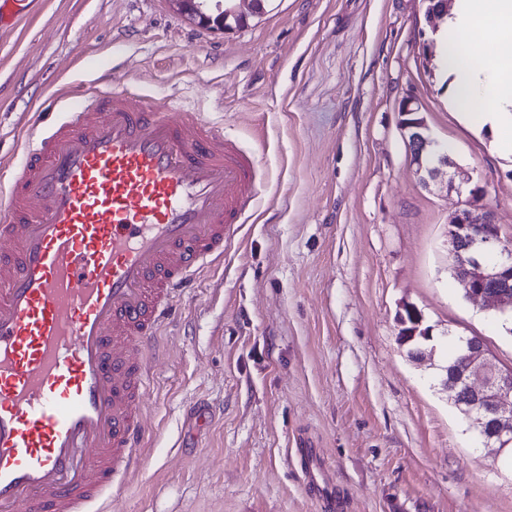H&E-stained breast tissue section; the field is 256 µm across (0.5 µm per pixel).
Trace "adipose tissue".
Masks as SVG:
<instances>
[{"mask_svg":"<svg viewBox=\"0 0 512 512\" xmlns=\"http://www.w3.org/2000/svg\"><path fill=\"white\" fill-rule=\"evenodd\" d=\"M442 42L456 108L512 152V0H458Z\"/></svg>","mask_w":512,"mask_h":512,"instance_id":"1","label":"adipose tissue"}]
</instances>
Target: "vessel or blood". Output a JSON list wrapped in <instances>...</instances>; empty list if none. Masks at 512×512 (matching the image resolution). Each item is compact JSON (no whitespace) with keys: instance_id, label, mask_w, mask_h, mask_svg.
I'll use <instances>...</instances> for the list:
<instances>
[{"instance_id":"vessel-or-blood-1","label":"vessel or blood","mask_w":512,"mask_h":512,"mask_svg":"<svg viewBox=\"0 0 512 512\" xmlns=\"http://www.w3.org/2000/svg\"><path fill=\"white\" fill-rule=\"evenodd\" d=\"M36 0H0V28ZM257 161L123 90L28 139L0 187V512H88L138 462L155 337L255 206ZM322 512L336 491L299 451Z\"/></svg>"}]
</instances>
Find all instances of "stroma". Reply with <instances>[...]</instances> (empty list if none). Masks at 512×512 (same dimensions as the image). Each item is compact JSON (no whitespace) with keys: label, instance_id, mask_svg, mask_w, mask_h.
Returning a JSON list of instances; mask_svg holds the SVG:
<instances>
[{"label":"stroma","instance_id":"35a3bbf8","mask_svg":"<svg viewBox=\"0 0 512 512\" xmlns=\"http://www.w3.org/2000/svg\"><path fill=\"white\" fill-rule=\"evenodd\" d=\"M421 0H266L225 30L169 0H38L0 30V175L91 87L190 104L259 161L255 209L173 301L157 340L138 468L106 512H320L295 450L311 443L347 512H512L494 457L441 380L457 337L512 368V323L450 271L457 195L421 184L404 98L484 188L512 243V153L464 122L422 64ZM435 348L410 360L403 305ZM212 418L197 428L194 404Z\"/></svg>","mask_w":512,"mask_h":512}]
</instances>
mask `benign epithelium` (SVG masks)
I'll list each match as a JSON object with an SVG mask.
<instances>
[{"mask_svg":"<svg viewBox=\"0 0 512 512\" xmlns=\"http://www.w3.org/2000/svg\"><path fill=\"white\" fill-rule=\"evenodd\" d=\"M193 22H208L207 0H169ZM431 33L440 31L448 21L454 0H421ZM399 111L416 114L410 124H400L411 161L424 185L436 184L445 192L466 196L448 221V254L455 278L463 285L466 296L479 301L485 310L512 311V252L500 248V227L488 208H475L473 197L481 188L473 185V176H453L441 180L448 168V148L435 147L436 161L423 169L422 157L427 142L421 131L427 129L421 106L413 99L404 100ZM463 367L450 372L443 387L459 412L479 431L483 447L499 454L512 447V370L497 367L480 338H461Z\"/></svg>","mask_w":512,"mask_h":512,"instance_id":"1","label":"benign epithelium"}]
</instances>
